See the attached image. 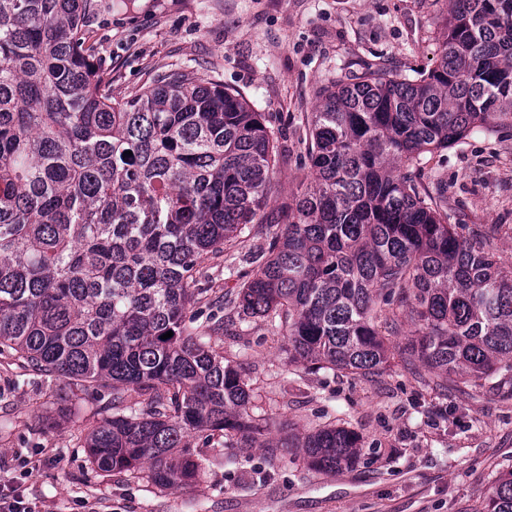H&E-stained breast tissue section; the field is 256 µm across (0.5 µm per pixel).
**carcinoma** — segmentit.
Segmentation results:
<instances>
[{"label": "carcinoma", "mask_w": 512, "mask_h": 512, "mask_svg": "<svg viewBox=\"0 0 512 512\" xmlns=\"http://www.w3.org/2000/svg\"><path fill=\"white\" fill-rule=\"evenodd\" d=\"M449 3L427 73L368 66L318 93L311 178L283 205L279 139L244 93L174 70L116 98L86 25L98 0H0V353L110 390L84 440L97 468L180 486L202 431L326 473L357 461L347 427L272 438L246 418L251 389L208 336L224 323L192 325L199 267L256 224L283 230L224 307L279 321L288 362L377 376V327L400 333L407 309L406 366L512 389V266L422 181L425 154L512 122V0ZM479 512H512V468Z\"/></svg>", "instance_id": "cac0c4a2"}]
</instances>
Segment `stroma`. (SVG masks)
<instances>
[{
	"label": "stroma",
	"mask_w": 512,
	"mask_h": 512,
	"mask_svg": "<svg viewBox=\"0 0 512 512\" xmlns=\"http://www.w3.org/2000/svg\"><path fill=\"white\" fill-rule=\"evenodd\" d=\"M448 0H99L88 24L112 93L125 97L182 67L218 76L246 93L283 133L278 189L288 195L306 177L301 127L318 91L361 65L410 78L438 58ZM448 188V214L461 233L512 263V125L474 129L434 153L423 182ZM271 235L255 230L227 254L235 275L206 267L214 292L195 305L198 321L224 314L218 294L251 271ZM213 346L238 361L252 388L248 414L309 432L342 423L362 440L356 465L336 473L309 469L296 454L261 448L213 454L220 434L191 439L199 477L160 490L128 474L101 471L83 439L108 403L107 390L21 367L0 355V481L18 476L46 512H472L495 471L512 465V399L489 387L434 386L433 375L392 362L366 380L308 373L290 364L284 331L268 320L244 335L212 333Z\"/></svg>",
	"instance_id": "stroma-1"
}]
</instances>
